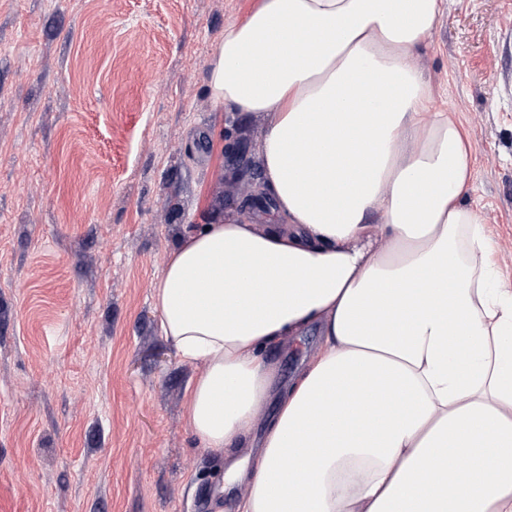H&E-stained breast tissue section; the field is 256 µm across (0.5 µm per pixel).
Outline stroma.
<instances>
[{
	"label": "stroma",
	"instance_id": "1",
	"mask_svg": "<svg viewBox=\"0 0 512 512\" xmlns=\"http://www.w3.org/2000/svg\"><path fill=\"white\" fill-rule=\"evenodd\" d=\"M255 2L0 0V512H235L153 286L186 234L270 220L240 193L262 119L209 88ZM447 2L416 63L468 135L464 201L512 278V0ZM318 342L268 352L278 381Z\"/></svg>",
	"mask_w": 512,
	"mask_h": 512
}]
</instances>
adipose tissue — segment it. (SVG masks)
<instances>
[{
    "label": "adipose tissue",
    "mask_w": 512,
    "mask_h": 512,
    "mask_svg": "<svg viewBox=\"0 0 512 512\" xmlns=\"http://www.w3.org/2000/svg\"><path fill=\"white\" fill-rule=\"evenodd\" d=\"M445 6L259 0L224 29L211 96L262 115L278 221L189 233L154 297L237 512H512V288L415 63ZM313 328L278 383L265 353Z\"/></svg>",
    "instance_id": "adipose-tissue-1"
}]
</instances>
